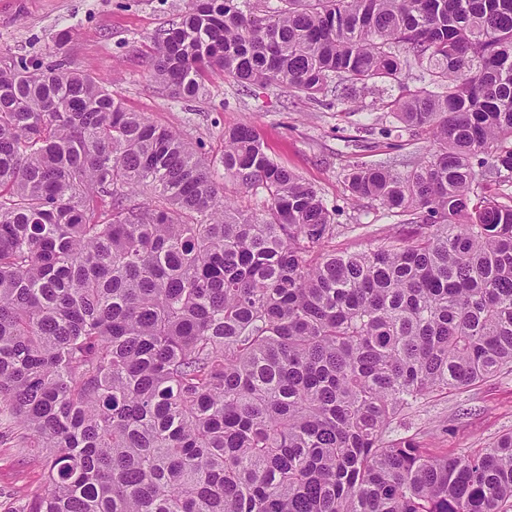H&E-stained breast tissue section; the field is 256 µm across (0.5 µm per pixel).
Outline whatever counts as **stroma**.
<instances>
[{"instance_id": "stroma-1", "label": "stroma", "mask_w": 512, "mask_h": 512, "mask_svg": "<svg viewBox=\"0 0 512 512\" xmlns=\"http://www.w3.org/2000/svg\"><path fill=\"white\" fill-rule=\"evenodd\" d=\"M190 0H0V65L17 57L47 63L59 32L71 33L74 65L111 80L126 106L154 123L202 143L219 157L225 129L255 126L269 156L311 185L337 209L332 250L364 252L388 242L408 243L414 227L378 202L351 205L344 177L359 162L426 156L428 136H390L396 121L380 100L400 96L398 85L377 87L355 102L328 110L279 88L243 91L212 73L206 92L192 103L174 98L155 81L151 38L179 22ZM512 433V373L427 400L387 430V438L415 437L425 447L458 453ZM45 465L23 448L8 416L0 415V512H14L44 483Z\"/></svg>"}]
</instances>
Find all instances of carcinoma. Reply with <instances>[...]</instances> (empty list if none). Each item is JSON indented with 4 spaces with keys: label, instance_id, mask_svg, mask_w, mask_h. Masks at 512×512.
Masks as SVG:
<instances>
[{
    "label": "carcinoma",
    "instance_id": "1",
    "mask_svg": "<svg viewBox=\"0 0 512 512\" xmlns=\"http://www.w3.org/2000/svg\"><path fill=\"white\" fill-rule=\"evenodd\" d=\"M193 0L152 38L191 101L218 71L389 105L434 151L358 163L404 246L329 251L334 210L249 123L219 164L66 57L0 67V412L46 460L19 512H512V434L448 456L385 438L429 396L512 372V0ZM225 191L229 198L235 200L237 205L250 213L257 214L261 217L266 209L265 194L261 189L250 190L248 192L238 190L230 181L225 183Z\"/></svg>",
    "mask_w": 512,
    "mask_h": 512
}]
</instances>
